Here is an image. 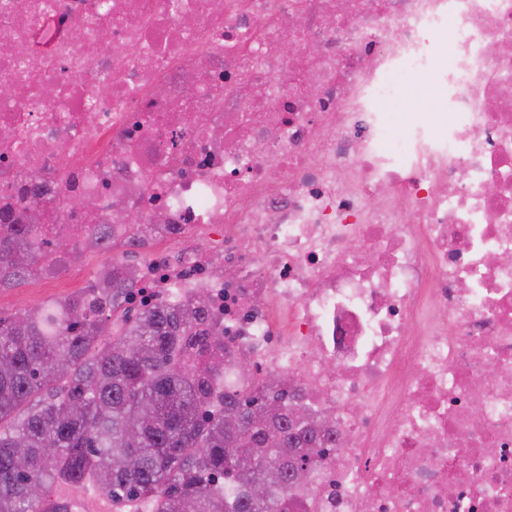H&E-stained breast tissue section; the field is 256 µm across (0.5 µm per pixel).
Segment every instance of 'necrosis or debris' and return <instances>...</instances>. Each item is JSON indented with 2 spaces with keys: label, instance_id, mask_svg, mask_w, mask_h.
I'll list each match as a JSON object with an SVG mask.
<instances>
[{
  "label": "necrosis or debris",
  "instance_id": "1",
  "mask_svg": "<svg viewBox=\"0 0 512 512\" xmlns=\"http://www.w3.org/2000/svg\"><path fill=\"white\" fill-rule=\"evenodd\" d=\"M0 85V214L331 419L298 512H512V0H0ZM447 102L436 90L431 78L427 75H414L410 78L409 87L403 100L391 109L393 112H443Z\"/></svg>",
  "mask_w": 512,
  "mask_h": 512
}]
</instances>
